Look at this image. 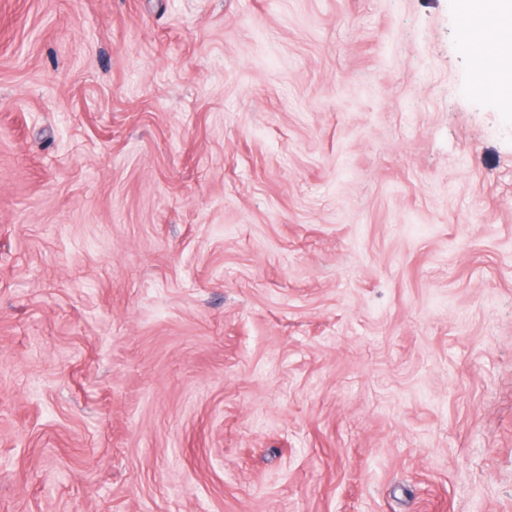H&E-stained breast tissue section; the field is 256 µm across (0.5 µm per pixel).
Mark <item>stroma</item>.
Segmentation results:
<instances>
[{
  "mask_svg": "<svg viewBox=\"0 0 512 512\" xmlns=\"http://www.w3.org/2000/svg\"><path fill=\"white\" fill-rule=\"evenodd\" d=\"M478 10L0 0V512H512Z\"/></svg>",
  "mask_w": 512,
  "mask_h": 512,
  "instance_id": "stroma-1",
  "label": "stroma"
}]
</instances>
